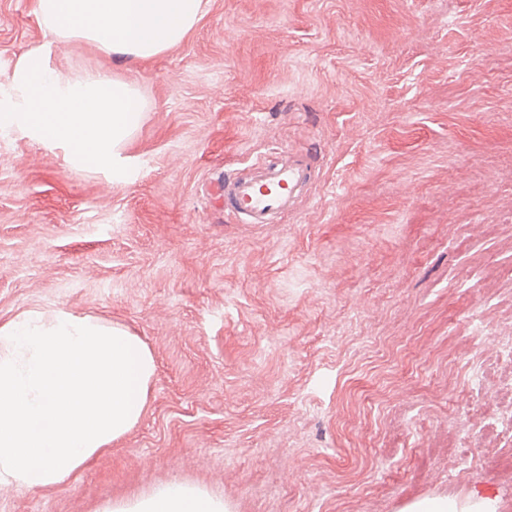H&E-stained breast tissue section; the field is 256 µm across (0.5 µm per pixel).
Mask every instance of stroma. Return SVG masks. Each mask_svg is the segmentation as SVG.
Segmentation results:
<instances>
[{
  "instance_id": "stroma-1",
  "label": "stroma",
  "mask_w": 512,
  "mask_h": 512,
  "mask_svg": "<svg viewBox=\"0 0 512 512\" xmlns=\"http://www.w3.org/2000/svg\"><path fill=\"white\" fill-rule=\"evenodd\" d=\"M0 0V83L50 41ZM52 62L136 81L132 182L0 136V324L62 309L152 352L144 412L63 484L0 512H111L169 483L227 512H407L478 493L512 512V0H209L131 67L73 41ZM306 155L271 224L227 177Z\"/></svg>"
}]
</instances>
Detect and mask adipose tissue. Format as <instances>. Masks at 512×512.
I'll return each instance as SVG.
<instances>
[{"label": "adipose tissue", "mask_w": 512, "mask_h": 512, "mask_svg": "<svg viewBox=\"0 0 512 512\" xmlns=\"http://www.w3.org/2000/svg\"><path fill=\"white\" fill-rule=\"evenodd\" d=\"M205 12V0H36V13L52 40L15 63L0 95V133H19L61 149L72 168L128 181L135 168L122 152L144 119V96L129 80L63 73L51 64L52 49L84 41L135 64L181 45ZM116 512H224V503L198 488L171 483Z\"/></svg>", "instance_id": "obj_1"}]
</instances>
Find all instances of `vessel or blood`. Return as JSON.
<instances>
[{"mask_svg":"<svg viewBox=\"0 0 512 512\" xmlns=\"http://www.w3.org/2000/svg\"><path fill=\"white\" fill-rule=\"evenodd\" d=\"M313 174L311 162L303 155L285 163L258 161L250 177L225 182L224 209L252 224L269 223L293 207L297 188L311 181Z\"/></svg>","mask_w":512,"mask_h":512,"instance_id":"vessel-or-blood-1","label":"vessel or blood"}]
</instances>
